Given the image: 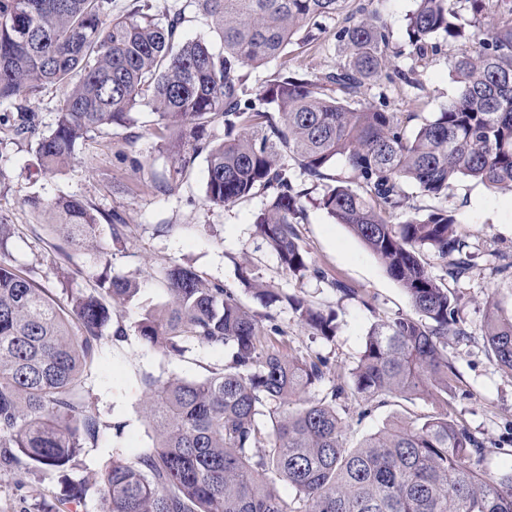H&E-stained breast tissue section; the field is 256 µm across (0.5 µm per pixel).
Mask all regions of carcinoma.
I'll use <instances>...</instances> for the list:
<instances>
[{
  "label": "carcinoma",
  "instance_id": "cac0c4a2",
  "mask_svg": "<svg viewBox=\"0 0 512 512\" xmlns=\"http://www.w3.org/2000/svg\"><path fill=\"white\" fill-rule=\"evenodd\" d=\"M194 3L224 53L180 40V13L159 26L151 0H133L115 16L112 0H0V104L14 108L0 115V131L32 142L43 168L61 169L77 159L85 135H110L133 122L137 108H149L175 131L170 147L180 169L206 152L208 203L271 191L256 230L298 281L324 272L299 245L305 192L284 159L320 181L339 158L343 175L317 205L364 243L415 315L372 324L349 380L309 398L327 379V359L283 353L274 341L282 331L265 329L232 290L188 266L162 268L170 300L131 331L164 355L198 343L224 347L226 360L203 379H144L153 443L130 462L106 465L107 512H512V471L491 476L480 468L483 441L451 413L396 420L357 447L346 442L352 399L363 404L362 415L399 397L448 402L455 377L448 336L469 333L460 298L430 274L423 252L445 260L457 282L473 268L470 244L449 208L400 224L389 216L408 186L437 199L448 198L461 177L512 189V0H416L408 56L426 59L441 37L470 48L451 65L456 95L411 130L417 113L367 101L384 81L416 84L414 68L388 64L389 31L377 13L360 7L336 31L342 59L335 71L284 76L249 97L242 69L277 58L302 30L303 41L312 39L349 0ZM49 84L69 90L55 126L43 132L24 101ZM217 117L225 138L213 145L204 136ZM25 203L76 250L96 242L104 222L121 241L112 215L76 195ZM13 234L14 225L0 221V463L24 456L64 470L98 432L79 394L81 374L112 328V303L133 299L139 283L104 276L64 307L9 264ZM245 286L268 306L287 304L313 334L336 336L335 312L282 294L259 275ZM485 307L487 355L512 374V310L496 290Z\"/></svg>",
  "mask_w": 512,
  "mask_h": 512
}]
</instances>
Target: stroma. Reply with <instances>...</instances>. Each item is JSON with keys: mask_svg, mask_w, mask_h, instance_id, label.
<instances>
[{"mask_svg": "<svg viewBox=\"0 0 512 512\" xmlns=\"http://www.w3.org/2000/svg\"><path fill=\"white\" fill-rule=\"evenodd\" d=\"M152 2L159 24H166L173 13H181L179 32L183 38L210 41L214 51H221L209 19L198 12L192 0ZM415 6V0H370L368 4L386 22L390 48L400 52V64L414 65L416 70L415 89H387L389 110L429 116L446 106L457 90L450 64L461 47L443 39L423 61L413 63L404 57L407 16ZM345 24L341 15L326 19L322 31L309 44L289 45L264 67L243 70L248 93L288 73L307 71L325 76L341 58L335 33ZM168 139L169 133L158 125L156 114L143 107L134 123L113 128L111 136L88 133L78 158L59 172L42 170L30 145L0 141V221L15 227L9 263L28 273L63 304L70 294L90 291L100 272L136 279L140 284L137 297L112 307L116 327L132 326L144 309L168 301L160 276L162 267L172 263L191 266L207 280L233 290L257 318L272 315L285 332L284 352L326 356L335 378L348 376L374 322L413 314L406 293L363 243L316 204L330 178L340 174L341 162L331 163L326 179L318 182L304 180L296 164L288 166L294 185L306 193L304 217L297 226L299 244L311 264L327 273L323 280L309 277L298 281L283 273L277 256L256 232L254 220L266 202L265 193L224 206L206 203L204 156H197L182 176H175L177 161L167 149ZM62 193L79 196L98 211L111 214V224L100 227L99 243L105 259L74 250L54 238L24 204L29 196L49 198ZM446 204L455 212L474 253L469 277L447 284L461 298V314L470 332L466 339H448V357L457 374L453 392L444 402L395 398L364 418H351L348 443L357 445L397 417L437 416L451 411L483 441L481 466L495 474L512 468V374L486 355L483 301L500 281L497 265L502 259L512 260V190H493L462 178L451 188ZM115 223L124 227L118 244L112 241L111 226ZM66 269L72 273L67 289L61 284ZM252 271L282 293L335 311V338H313L288 305L267 306L254 297L243 283L244 275ZM333 278L353 288V295L333 290L329 285ZM366 293L374 296L373 307L361 303L360 297ZM223 365L224 349L220 346L192 344L184 354L164 355L134 335L119 341L103 340L95 364L84 373L81 383V393L99 421L95 442L87 445L77 466L67 471L40 469L24 458L11 466H0V512H60L61 501L74 481L86 486L77 512H104L99 482L103 466L113 453L131 460L152 444L153 433L142 413L144 377L200 379Z\"/></svg>", "mask_w": 512, "mask_h": 512, "instance_id": "stroma-1", "label": "stroma"}]
</instances>
